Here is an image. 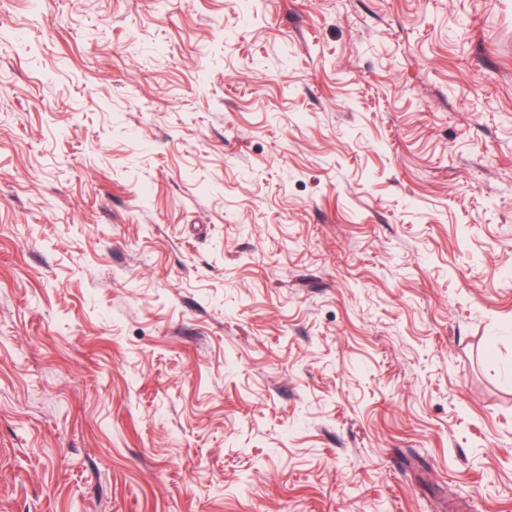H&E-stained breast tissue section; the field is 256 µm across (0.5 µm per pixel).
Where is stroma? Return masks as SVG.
I'll list each match as a JSON object with an SVG mask.
<instances>
[{"label": "stroma", "instance_id": "stroma-1", "mask_svg": "<svg viewBox=\"0 0 512 512\" xmlns=\"http://www.w3.org/2000/svg\"><path fill=\"white\" fill-rule=\"evenodd\" d=\"M0 512H512V0H0Z\"/></svg>", "mask_w": 512, "mask_h": 512}]
</instances>
